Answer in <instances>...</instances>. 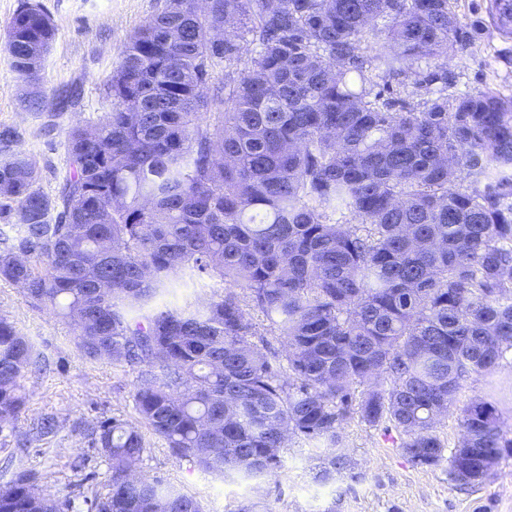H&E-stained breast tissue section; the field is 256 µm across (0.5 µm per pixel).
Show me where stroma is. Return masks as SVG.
Returning a JSON list of instances; mask_svg holds the SVG:
<instances>
[{
    "instance_id": "1",
    "label": "stroma",
    "mask_w": 512,
    "mask_h": 512,
    "mask_svg": "<svg viewBox=\"0 0 512 512\" xmlns=\"http://www.w3.org/2000/svg\"><path fill=\"white\" fill-rule=\"evenodd\" d=\"M39 2L57 29L45 60L42 87L51 96L76 84L82 89V99L59 118L54 132L44 134V114L22 103L21 81L0 47V127L16 129L17 149L36 161L39 185L51 194L66 171L68 129L79 121H96L108 111L104 76L117 64L133 30L160 10L165 0ZM456 11L461 26L475 33L472 45L447 60L448 68L459 76L457 91L496 88L512 94V40L490 24L483 0H458ZM0 316L33 341L47 366L46 371L25 379L26 410L16 428L0 429V484L10 478L4 464L17 454L16 431L29 430L43 414L54 413L63 422L60 431L48 442L27 448L21 454L23 463L39 475L45 493L54 495L69 486L80 496L106 494V459L76 425L108 418L137 422L136 371L124 364L84 359L75 348L73 328L67 321L50 310L33 307L15 285L4 281H0ZM476 399L492 403L512 435V364L501 363L490 374L473 375L462 382L453 407L436 425L448 447L457 445L462 412ZM343 435L358 478L317 482L319 449L301 440L291 442L283 450V475L263 485L275 512H512V457L503 458L481 484L462 488L449 482L447 467L427 468L410 462L399 448V433L391 423L369 427L352 419L345 423ZM146 441L149 451L142 474L180 485L201 499L206 512H234L241 500L255 494L248 483L226 482L190 469L154 436H147Z\"/></svg>"
}]
</instances>
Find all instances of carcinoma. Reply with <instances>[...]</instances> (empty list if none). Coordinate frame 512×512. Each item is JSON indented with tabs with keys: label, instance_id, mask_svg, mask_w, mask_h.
<instances>
[{
	"label": "carcinoma",
	"instance_id": "carcinoma-1",
	"mask_svg": "<svg viewBox=\"0 0 512 512\" xmlns=\"http://www.w3.org/2000/svg\"><path fill=\"white\" fill-rule=\"evenodd\" d=\"M456 3L166 0L106 76L112 108L67 132L55 194L0 129V220L15 229L0 238V281L70 323L85 359L138 369L137 422L85 429L110 472L94 512H205L140 473L146 430L177 460L257 489L295 438L325 448L321 482L356 476L353 418L393 424L413 464L446 462L457 485L512 455L483 400L450 454L435 431L462 382L512 354V95L448 93L457 76L440 59L470 44ZM484 9L512 39V0ZM55 38L23 0L5 43L17 75ZM80 98L58 91L46 128ZM184 276L224 291L156 305ZM38 364L0 316V429L25 412ZM60 428L45 414L17 445ZM0 512L76 504L18 466ZM233 512L274 509L260 495Z\"/></svg>",
	"mask_w": 512,
	"mask_h": 512
}]
</instances>
